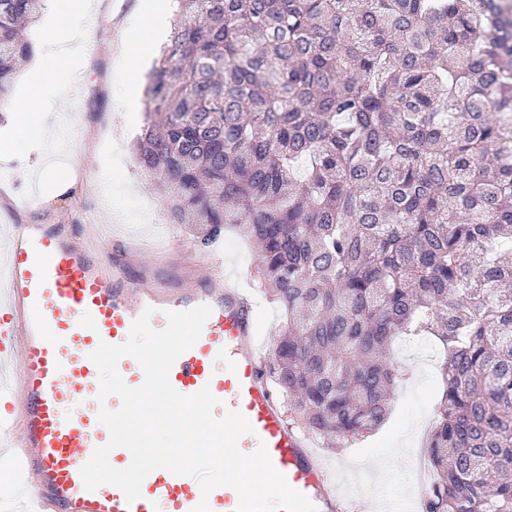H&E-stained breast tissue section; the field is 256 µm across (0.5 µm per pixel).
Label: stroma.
Listing matches in <instances>:
<instances>
[{
	"mask_svg": "<svg viewBox=\"0 0 512 512\" xmlns=\"http://www.w3.org/2000/svg\"><path fill=\"white\" fill-rule=\"evenodd\" d=\"M138 3L87 0L83 13L74 16L73 28L91 31V46L76 49L66 71L49 75L53 82L69 84L72 106L62 113L56 98L46 97L42 103L44 111L54 116L65 114L67 121L56 124L48 138L18 141L10 156H0V195L8 192L18 201L16 207L0 208V221L66 224L77 237L84 225L97 224L106 239L135 238L155 247L172 239H188L184 225L169 221L162 182L145 176L135 163L130 145L138 126L129 125L117 109L121 75L114 64V41ZM51 151L66 160L79 155V177L61 185L48 183L45 201L24 206V198L38 185L31 173ZM103 177L112 186L106 199L97 186ZM223 247L226 271L241 280H253L255 249L234 225H226ZM391 353L402 365L403 375L383 426L363 440L336 449L330 448L325 438L312 440L341 494L364 506L382 500L401 504L421 483L433 478L424 446L434 423L441 387L439 369L445 354L430 337L415 342L408 351L394 343ZM408 436L416 453L405 461L398 450ZM368 457L384 462L386 469L378 477L359 474L358 463Z\"/></svg>",
	"mask_w": 512,
	"mask_h": 512,
	"instance_id": "35a3bbf8",
	"label": "stroma"
}]
</instances>
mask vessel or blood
Listing matches in <instances>:
<instances>
[{
  "label": "vessel or blood",
  "mask_w": 512,
  "mask_h": 512,
  "mask_svg": "<svg viewBox=\"0 0 512 512\" xmlns=\"http://www.w3.org/2000/svg\"><path fill=\"white\" fill-rule=\"evenodd\" d=\"M207 304L212 314L195 345L173 364L169 381L181 394L209 387L215 418L241 412L253 431L243 453L265 446L288 485L317 512H338L328 471L307 437L288 424L264 366L251 295L224 269L219 245L143 250L120 239L72 241L64 224H0V421L9 424L1 451L19 465L24 512H236L229 487L202 496L197 481L159 469L141 496L126 502L112 485L87 490L80 474L109 432L97 419L99 371L89 355L99 342L126 341L132 322L153 308L163 330L166 311Z\"/></svg>",
  "instance_id": "vessel-or-blood-1"
}]
</instances>
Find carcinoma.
I'll use <instances>...</instances> for the list:
<instances>
[{
    "mask_svg": "<svg viewBox=\"0 0 512 512\" xmlns=\"http://www.w3.org/2000/svg\"><path fill=\"white\" fill-rule=\"evenodd\" d=\"M135 142L196 245L235 224L285 324L288 420H386L399 336L444 346L423 512H512V0H174ZM44 0L0 10V106Z\"/></svg>",
    "mask_w": 512,
    "mask_h": 512,
    "instance_id": "obj_1",
    "label": "carcinoma"
}]
</instances>
